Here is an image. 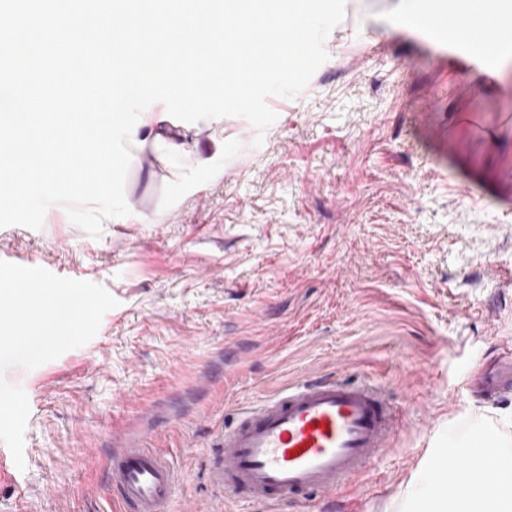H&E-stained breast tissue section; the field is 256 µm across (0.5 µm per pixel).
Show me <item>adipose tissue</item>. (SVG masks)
Returning a JSON list of instances; mask_svg holds the SVG:
<instances>
[{
    "label": "adipose tissue",
    "instance_id": "ef3b65f1",
    "mask_svg": "<svg viewBox=\"0 0 512 512\" xmlns=\"http://www.w3.org/2000/svg\"><path fill=\"white\" fill-rule=\"evenodd\" d=\"M507 6V0H448L444 23L463 40L486 30L483 47L498 60L506 44L498 29L512 34V25L504 23ZM411 499L418 504V512H512V456L504 454L502 443H485L481 450L468 451L464 479L438 471Z\"/></svg>",
    "mask_w": 512,
    "mask_h": 512
}]
</instances>
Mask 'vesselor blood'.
<instances>
[{
  "label": "vessel or blood",
  "instance_id": "obj_1",
  "mask_svg": "<svg viewBox=\"0 0 512 512\" xmlns=\"http://www.w3.org/2000/svg\"><path fill=\"white\" fill-rule=\"evenodd\" d=\"M483 33L459 43L437 39L463 67L490 71ZM512 385V360L484 374L494 392ZM395 414L375 386L323 379L290 386L242 408L220 434L224 463L216 474L225 491L270 507L331 491L356 477L387 446ZM104 483L120 512H168L178 483L164 454L133 440L107 455Z\"/></svg>",
  "mask_w": 512,
  "mask_h": 512
}]
</instances>
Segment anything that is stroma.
Listing matches in <instances>:
<instances>
[{"label": "stroma", "mask_w": 512, "mask_h": 512, "mask_svg": "<svg viewBox=\"0 0 512 512\" xmlns=\"http://www.w3.org/2000/svg\"><path fill=\"white\" fill-rule=\"evenodd\" d=\"M395 0H347L307 88L239 117L178 122L189 166L241 152L162 208L178 169L143 149L130 215L92 238L51 206L0 228V259L76 271L117 300L96 336L7 380L29 403L0 512H119L108 449L151 432L178 471L170 512H266L225 494L224 416L313 379L384 388L399 423L364 475L283 512H402L439 449L512 439V389L473 380L512 347V75L442 61Z\"/></svg>", "instance_id": "obj_1"}]
</instances>
